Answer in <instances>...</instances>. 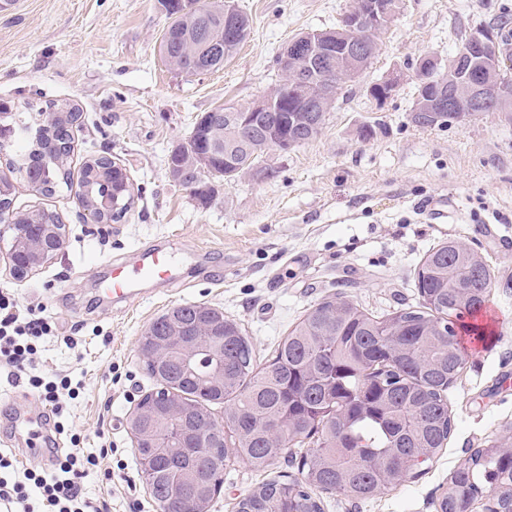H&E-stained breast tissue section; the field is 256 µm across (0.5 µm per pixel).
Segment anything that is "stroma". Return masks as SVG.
Instances as JSON below:
<instances>
[{
    "label": "stroma",
    "instance_id": "1",
    "mask_svg": "<svg viewBox=\"0 0 512 512\" xmlns=\"http://www.w3.org/2000/svg\"><path fill=\"white\" fill-rule=\"evenodd\" d=\"M251 32L222 69L187 76L160 52L169 25L157 0H17L0 12V104L30 130L57 106L78 108L68 160L71 183L47 195L32 190L8 154L0 177L16 193L12 208L56 212L64 244L36 271L11 274L0 242V290L21 307L45 310L58 335L43 344L42 368L63 372L82 389L67 410L85 450L111 448L110 484L90 474L92 501L107 512H158L137 469L128 418L155 385L139 340L163 312L204 303L242 326L265 364L305 311L343 296L379 315L418 303L425 255L455 239L476 249L491 277L489 306L498 328L468 352L448 391L454 430L448 445L405 485L366 502L338 493L324 512H434L433 501L471 449L512 430V113L479 112L443 127L412 123L414 64L426 55L453 58L485 25L512 29V0H401L395 21L377 37L371 64L336 94L313 139L269 152L268 177L214 181L210 200L174 181L167 160L204 112L251 105L280 80L276 58L293 38L336 27L353 0H232ZM399 81L377 104L369 87L388 74ZM106 155L125 171L132 202L123 216L94 223L80 205L82 167ZM163 241L197 254L186 286L115 304L101 281L135 249ZM76 340L68 348L65 337ZM24 387L0 383V451L38 466L13 436L18 410L41 408ZM249 465L230 462L210 512H235L239 495L260 482Z\"/></svg>",
    "mask_w": 512,
    "mask_h": 512
}]
</instances>
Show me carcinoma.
Listing matches in <instances>:
<instances>
[{"instance_id": "1", "label": "carcinoma", "mask_w": 512, "mask_h": 512, "mask_svg": "<svg viewBox=\"0 0 512 512\" xmlns=\"http://www.w3.org/2000/svg\"><path fill=\"white\" fill-rule=\"evenodd\" d=\"M186 1L197 3L158 0L172 19L161 52L168 63H179V71L196 75L186 37L221 38L224 58L209 68L215 72L247 39L250 20L232 10L237 27L229 39L224 35L228 5L215 0L207 8L187 11ZM482 68L473 58L457 72L431 74L429 90L446 96L449 86ZM279 88L285 111L259 116V126L276 129L285 143L315 137L318 131L309 129L312 113L305 111L293 83L284 77ZM79 118L74 107L67 118L39 129L35 144L23 154L27 179L44 175L48 183L68 182L70 150L55 144L62 140L63 125ZM270 150L260 131L244 133L208 111L187 141L171 151L168 169L174 180L204 198L212 192L205 181L208 174L226 182L249 172L268 174L261 162ZM82 187L86 209L112 197V177L101 172L96 160L84 163ZM490 280L477 250L444 241L427 253L418 271V304L375 316L340 296L323 299L306 311L262 368L255 365L252 346L236 320L203 303L168 309L149 324L141 342L162 335L166 319L174 315L184 321L188 340L202 332L224 336V358H204L187 367L176 360L161 371L144 363L157 381L145 399L173 400L181 407L180 417L172 420L161 407H152L158 422L146 428L169 423L196 432L209 444L196 448L189 440L160 454L149 438L138 441L137 463L158 508L181 512L182 505L193 503L207 509L230 458L264 471L294 448L302 449L299 476L259 482L238 500L236 512H323V493L365 501L407 482L448 443L453 422L447 393L465 365L460 335L471 344H486L481 324ZM220 364L224 381L215 384L209 376ZM213 404L224 405L222 419L212 415ZM483 496L485 512H512V432L487 448L474 449L457 466L436 512H456L460 504Z\"/></svg>"}]
</instances>
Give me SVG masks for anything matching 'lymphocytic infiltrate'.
I'll return each mask as SVG.
<instances>
[{"label": "lymphocytic infiltrate", "instance_id": "lymphocytic-infiltrate-1", "mask_svg": "<svg viewBox=\"0 0 512 512\" xmlns=\"http://www.w3.org/2000/svg\"><path fill=\"white\" fill-rule=\"evenodd\" d=\"M51 317L35 309H20L14 296L0 292V367L7 380L37 393L54 417L57 434H68L70 449L57 454L50 467L19 468L10 455L0 453V506L5 512H99L84 492L83 480L94 472L111 479L100 468L108 449L86 452L79 433H66L64 409L80 395V384L69 375L42 370L37 361L40 345L54 337Z\"/></svg>", "mask_w": 512, "mask_h": 512}]
</instances>
